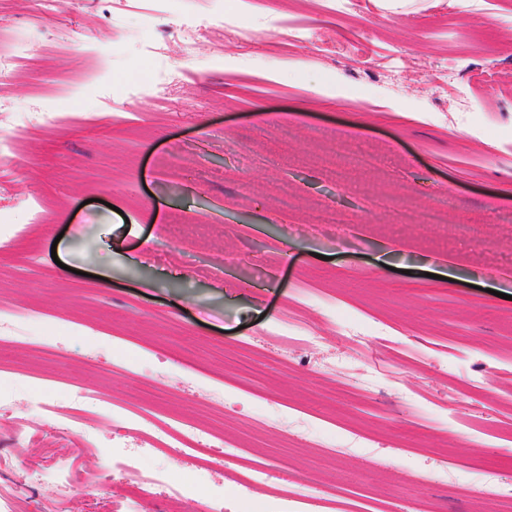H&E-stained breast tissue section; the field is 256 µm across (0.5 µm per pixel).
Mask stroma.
I'll use <instances>...</instances> for the list:
<instances>
[{
  "instance_id": "stroma-1",
  "label": "stroma",
  "mask_w": 512,
  "mask_h": 512,
  "mask_svg": "<svg viewBox=\"0 0 512 512\" xmlns=\"http://www.w3.org/2000/svg\"><path fill=\"white\" fill-rule=\"evenodd\" d=\"M384 2L0 0V32L43 51L0 76V512H55L12 431L49 429L76 382L108 406L60 453L110 473L72 512L133 466L166 479L155 512L171 482L224 512H298L270 492L306 486L349 512H512V0ZM351 154L378 163L337 183ZM431 205L444 223L404 222ZM292 318L317 346L281 348ZM151 412L224 440L154 450L132 433Z\"/></svg>"
}]
</instances>
